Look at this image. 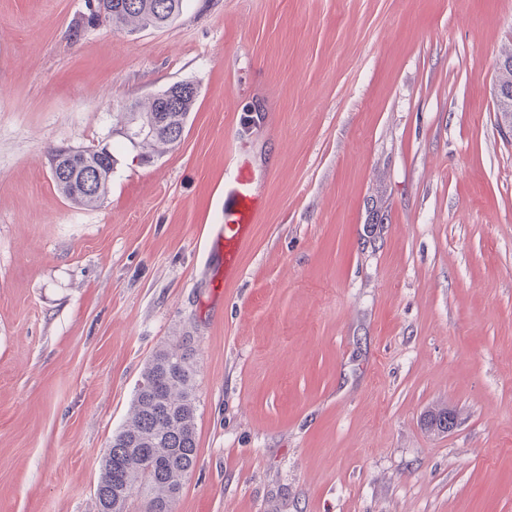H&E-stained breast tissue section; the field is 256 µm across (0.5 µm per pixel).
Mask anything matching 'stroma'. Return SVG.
<instances>
[{"label": "stroma", "mask_w": 512, "mask_h": 512, "mask_svg": "<svg viewBox=\"0 0 512 512\" xmlns=\"http://www.w3.org/2000/svg\"><path fill=\"white\" fill-rule=\"evenodd\" d=\"M86 2L0 0V512H97L171 345L198 396L173 512H512V0H185L134 33ZM182 80L180 143L138 160L120 105ZM103 145L104 203H71L50 150ZM252 224H221L216 234L214 244L216 248H224L226 267L224 278L227 280L235 270L234 252L251 233Z\"/></svg>", "instance_id": "35a3bbf8"}]
</instances>
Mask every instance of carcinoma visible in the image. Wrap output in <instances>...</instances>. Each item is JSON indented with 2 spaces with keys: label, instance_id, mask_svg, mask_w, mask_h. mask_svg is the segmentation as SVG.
I'll use <instances>...</instances> for the list:
<instances>
[{
  "label": "carcinoma",
  "instance_id": "carcinoma-1",
  "mask_svg": "<svg viewBox=\"0 0 512 512\" xmlns=\"http://www.w3.org/2000/svg\"><path fill=\"white\" fill-rule=\"evenodd\" d=\"M184 0H88L87 20L103 14L104 22L133 33L165 28L180 15ZM198 92L167 95L162 90L142 104L123 106L124 126L141 133L134 147L146 150L172 147L181 141ZM78 165L65 158L53 178L70 202L87 207L103 203L110 190L116 159L108 147H89ZM100 173L94 184L82 187L86 170ZM197 398L194 371L178 347L157 352L147 363L136 389L126 424L112 436L102 460L96 486L98 512H172L185 480L197 461Z\"/></svg>",
  "mask_w": 512,
  "mask_h": 512
}]
</instances>
